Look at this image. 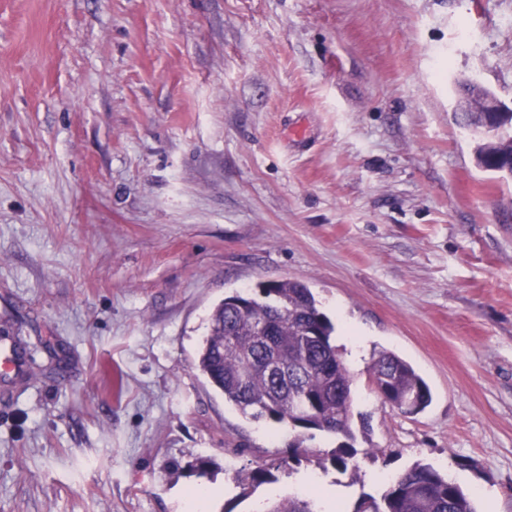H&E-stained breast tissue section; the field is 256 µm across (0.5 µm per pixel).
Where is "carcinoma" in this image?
Returning a JSON list of instances; mask_svg holds the SVG:
<instances>
[{
  "mask_svg": "<svg viewBox=\"0 0 512 512\" xmlns=\"http://www.w3.org/2000/svg\"><path fill=\"white\" fill-rule=\"evenodd\" d=\"M456 123L500 131L494 140L477 137L478 167L512 177V112L454 113ZM336 326L320 310L311 289L278 280L253 293L235 292L217 304L197 355V368L243 415L285 422L295 429L288 458L255 467L239 480L242 493L277 481L275 471L301 464L309 453L306 433L333 434L340 442L326 457L344 473L355 467V434L350 409L354 378L334 343ZM275 358L280 375L266 369ZM378 394L404 415H416L432 402L425 380L400 356L381 352L370 367ZM372 512H476L459 485L430 465L416 464L396 477L381 498L366 497ZM262 512H316L304 495L282 499Z\"/></svg>",
  "mask_w": 512,
  "mask_h": 512,
  "instance_id": "cac0c4a2",
  "label": "carcinoma"
}]
</instances>
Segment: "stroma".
Instances as JSON below:
<instances>
[{"instance_id":"35a3bbf8","label":"stroma","mask_w":512,"mask_h":512,"mask_svg":"<svg viewBox=\"0 0 512 512\" xmlns=\"http://www.w3.org/2000/svg\"><path fill=\"white\" fill-rule=\"evenodd\" d=\"M472 78L512 104V0H0V512H355L418 463L512 512V181L453 121ZM286 278L370 432L357 470L246 496L292 432L197 351L225 296ZM381 351L424 412L376 393ZM373 384L380 382L378 394L404 415H416L432 402L425 380L400 356L381 352L370 367ZM261 512H318L313 509V499L304 495L288 496L274 503L269 508H263Z\"/></svg>"}]
</instances>
